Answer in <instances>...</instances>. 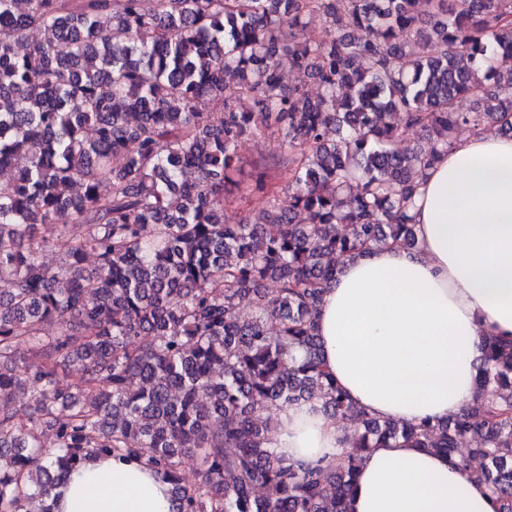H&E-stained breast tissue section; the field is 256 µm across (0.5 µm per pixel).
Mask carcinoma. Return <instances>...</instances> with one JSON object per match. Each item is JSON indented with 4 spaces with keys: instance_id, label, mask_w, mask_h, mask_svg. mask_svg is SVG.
Returning <instances> with one entry per match:
<instances>
[{
    "instance_id": "obj_1",
    "label": "carcinoma",
    "mask_w": 512,
    "mask_h": 512,
    "mask_svg": "<svg viewBox=\"0 0 512 512\" xmlns=\"http://www.w3.org/2000/svg\"><path fill=\"white\" fill-rule=\"evenodd\" d=\"M24 4L0 0V512H55L70 470L116 455L151 465L176 512H346L363 452L399 440L458 461L512 512V337L486 338L464 413L400 425L352 405L317 334L343 260L416 249L414 175L454 132L493 122L512 136V68L476 67L512 59V0ZM307 13L330 35L308 40ZM33 30L40 41L19 53ZM285 60L321 93L289 84ZM462 95L483 111H458ZM262 131L284 152L251 177L263 190L286 165L288 192L268 196L266 223L226 224L238 144ZM410 136L430 145L399 151ZM47 224L61 238L83 228L57 269L42 260ZM16 398L32 407L24 419ZM313 398L362 422L334 466L288 460L259 423ZM189 457L199 481L186 487Z\"/></svg>"
}]
</instances>
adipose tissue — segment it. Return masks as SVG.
I'll use <instances>...</instances> for the list:
<instances>
[{"label":"adipose tissue","instance_id":"ef3b65f1","mask_svg":"<svg viewBox=\"0 0 512 512\" xmlns=\"http://www.w3.org/2000/svg\"><path fill=\"white\" fill-rule=\"evenodd\" d=\"M417 249L387 244L345 260L322 298L324 369L365 414L442 422L472 403L488 335H512V137L456 140L418 178ZM288 459L338 461L350 448L320 400L276 414ZM57 512H173L168 483L140 462L100 458L70 475ZM349 512H497L448 457L405 443L367 449Z\"/></svg>","mask_w":512,"mask_h":512}]
</instances>
